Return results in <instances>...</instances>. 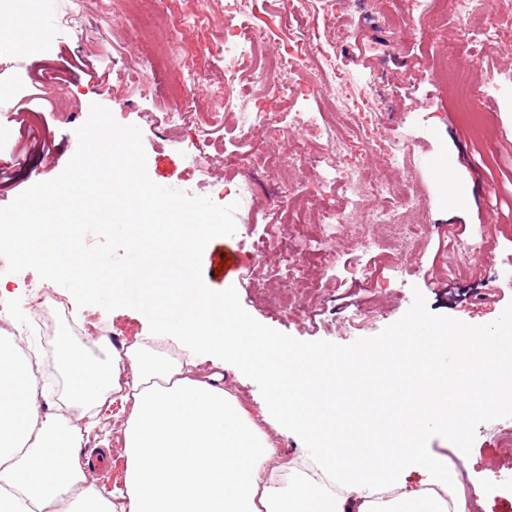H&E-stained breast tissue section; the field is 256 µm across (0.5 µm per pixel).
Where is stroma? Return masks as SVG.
I'll use <instances>...</instances> for the list:
<instances>
[{
	"label": "stroma",
	"mask_w": 512,
	"mask_h": 512,
	"mask_svg": "<svg viewBox=\"0 0 512 512\" xmlns=\"http://www.w3.org/2000/svg\"><path fill=\"white\" fill-rule=\"evenodd\" d=\"M114 24L101 23L100 0H86L79 28L61 22L56 0H44L41 23L50 39L14 50L0 51V66L13 82L14 100H27L21 120L0 119V165L9 171L10 184H0V215L7 216L24 201L41 197L46 189L65 185L81 164L78 144L94 121L110 122L114 131L131 134L137 173L149 183L169 190L191 189L205 205V214L218 229L195 254V271L212 294L230 295L237 314L251 327L265 332L304 354L345 358L367 346L383 344L417 316L429 322L481 327L512 313V236L498 232L505 213L489 209L490 194L512 185V158L498 146V128H512V0H339L334 25L326 32L336 41V65L349 74L351 89L378 101L383 135L395 150L407 153L404 177L418 187L413 222L429 225L430 238L416 243L413 253L394 250L379 264L372 282L359 268L365 258L354 237L335 238L330 250L336 265L312 260L297 269L292 249L285 248L258 260L251 247L255 234L272 224L287 232L288 215L296 193L307 186V158L326 152V137L306 128L313 112L329 107L330 89L315 84L308 99L284 101L263 87L245 88L198 80L189 96L173 103L171 83L182 80L178 69L144 71L151 86L143 94L125 83L124 73L148 51L139 5L112 0ZM154 19L173 46L186 57L219 56L224 30L245 19L267 30L273 41L269 53L294 55L305 27L301 18H286L279 0H245L241 16L213 0L208 26L189 37L177 25L186 0H154ZM411 18L404 26L403 18ZM91 60L98 78L78 71L75 63ZM468 72L482 91L472 97L473 111L485 114L487 131L475 138L461 117L451 112L452 86L434 79L437 63ZM180 107V127L165 125L164 112ZM227 107L230 113L263 110L265 117L250 139H242L236 122L213 125L204 112ZM42 134L45 154L32 152L26 125ZM191 143L209 153L207 174L190 168L181 148ZM228 181L247 179L251 206L240 210L212 196L206 176ZM456 234L454 255L467 267L461 285L470 291L464 301L438 292L430 284L437 277L435 255L443 234ZM72 250L89 257H107L121 266L128 256V238L111 226L85 218L73 224ZM242 262L243 268L223 272L222 261ZM63 292L69 313L54 318L52 336L67 333L89 359L102 364L112 359L97 344L98 322L110 324V341L124 346L154 335L153 320L130 304L101 307L92 299L62 290L51 270L39 277L22 273L0 288V296L21 299L30 280ZM224 384L235 391L251 416H259L267 400L265 383L251 373L226 369ZM100 416L82 448L109 445V464L97 457L84 460L104 495L124 486L126 459L115 434L126 417L120 402ZM465 448H458L444 431L426 435L428 454L448 465L453 479L468 484L467 503L476 512H512V479L495 477L502 449L512 440V409L480 415L468 423Z\"/></svg>",
	"instance_id": "stroma-1"
}]
</instances>
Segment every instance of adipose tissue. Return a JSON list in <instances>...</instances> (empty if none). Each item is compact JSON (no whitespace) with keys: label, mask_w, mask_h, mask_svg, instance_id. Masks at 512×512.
Returning <instances> with one entry per match:
<instances>
[{"label":"adipose tissue","mask_w":512,"mask_h":512,"mask_svg":"<svg viewBox=\"0 0 512 512\" xmlns=\"http://www.w3.org/2000/svg\"><path fill=\"white\" fill-rule=\"evenodd\" d=\"M42 0L0 14V34L21 47L45 39ZM133 138L91 137L80 180L94 183L108 208L97 223L129 238L123 269L79 256L61 260L51 225L72 220L62 189L0 221V253L19 267L50 266L63 287L98 303L138 305L156 320L147 336L112 353L111 365L87 361L68 336L52 357L67 380L54 412L42 410L40 361L23 356L0 326V512H464L443 496L448 467L422 446L445 430L467 441L472 415L512 407V314L489 326H439L414 318L386 343L343 361L302 356L249 327L230 299L197 281L193 258L212 231L202 207L125 205ZM176 336V358L156 344ZM214 352L249 369L269 391L265 422L297 427L310 441L306 466L275 476L277 450L220 373L197 370ZM452 367H444L446 358ZM121 394L126 458L122 507L104 496L79 461L77 423ZM416 472L420 488L406 477Z\"/></svg>","instance_id":"obj_1"}]
</instances>
